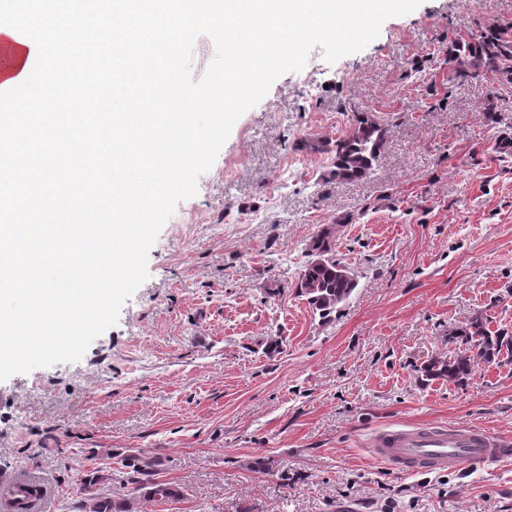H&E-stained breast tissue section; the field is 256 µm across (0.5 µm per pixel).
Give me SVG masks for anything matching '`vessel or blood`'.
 Instances as JSON below:
<instances>
[{"label":"vessel or blood","instance_id":"obj_1","mask_svg":"<svg viewBox=\"0 0 512 512\" xmlns=\"http://www.w3.org/2000/svg\"><path fill=\"white\" fill-rule=\"evenodd\" d=\"M372 454L415 475L510 456L512 442L475 427L391 424L377 432Z\"/></svg>","mask_w":512,"mask_h":512}]
</instances>
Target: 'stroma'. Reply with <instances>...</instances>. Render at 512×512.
Here are the masks:
<instances>
[{"instance_id": "stroma-1", "label": "stroma", "mask_w": 512, "mask_h": 512, "mask_svg": "<svg viewBox=\"0 0 512 512\" xmlns=\"http://www.w3.org/2000/svg\"><path fill=\"white\" fill-rule=\"evenodd\" d=\"M494 23L512 0H423L363 50L318 47L281 75L162 227L117 323L79 361L0 381V483L25 474L55 490L32 512H80L85 477L128 493L134 452L184 493L135 512H512V457L414 476L371 454L393 423L512 438V363L462 385L416 373L473 317L512 333V80L456 77L444 55ZM357 112L385 144L341 181L330 149ZM325 228L357 279L327 321L296 288Z\"/></svg>"}]
</instances>
